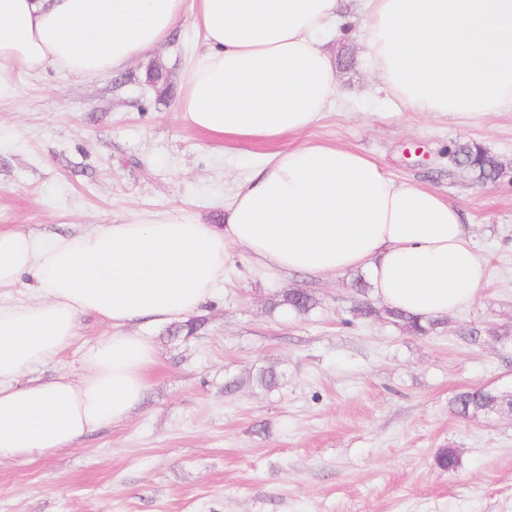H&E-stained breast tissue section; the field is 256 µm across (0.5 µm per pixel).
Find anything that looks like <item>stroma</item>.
Segmentation results:
<instances>
[{
	"instance_id": "stroma-1",
	"label": "stroma",
	"mask_w": 512,
	"mask_h": 512,
	"mask_svg": "<svg viewBox=\"0 0 512 512\" xmlns=\"http://www.w3.org/2000/svg\"><path fill=\"white\" fill-rule=\"evenodd\" d=\"M340 14L346 24L327 42L338 106L273 141H222L181 121L202 46L188 18L103 80L12 72L0 89V228L66 234L170 216L220 227L262 155L351 147L463 212L488 269L476 302L414 336L382 313L354 318L352 275L286 276L234 248L193 336L150 329L158 364L140 407L53 457L0 464V512H512V410L451 407L474 387L512 393V112L396 106L366 56L357 0H341ZM466 144L498 159L495 180L456 166ZM288 288L315 308L271 310ZM108 330L80 316L75 344L38 376H80L82 346ZM268 367L276 388L251 383ZM235 378L244 386L225 390ZM443 448L458 455L456 471L437 467Z\"/></svg>"
}]
</instances>
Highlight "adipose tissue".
<instances>
[{
  "label": "adipose tissue",
  "instance_id": "ef3b65f1",
  "mask_svg": "<svg viewBox=\"0 0 512 512\" xmlns=\"http://www.w3.org/2000/svg\"><path fill=\"white\" fill-rule=\"evenodd\" d=\"M338 0H0V84L48 68L102 80L161 46L193 7L204 49L177 110L221 139L305 131L336 94L322 33ZM282 273L366 274L387 307L430 318L473 303L486 280L470 229L438 193L394 180L370 156L325 144L268 154L239 184L223 229L137 218L74 236L0 230V462L45 458L127 417L158 361L156 325L198 313L232 247ZM94 315L111 331L81 351L83 374L36 377Z\"/></svg>",
  "mask_w": 512,
  "mask_h": 512
}]
</instances>
